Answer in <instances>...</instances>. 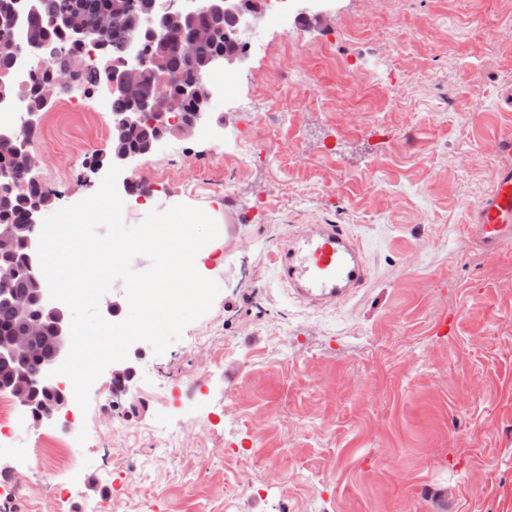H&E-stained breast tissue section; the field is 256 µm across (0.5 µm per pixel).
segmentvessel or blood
Segmentation results:
<instances>
[{"label": "vessel or blood", "instance_id": "obj_1", "mask_svg": "<svg viewBox=\"0 0 512 512\" xmlns=\"http://www.w3.org/2000/svg\"><path fill=\"white\" fill-rule=\"evenodd\" d=\"M493 152V186L475 208L471 226L490 256L512 248V134L497 138ZM277 265L290 293L311 305L347 300L368 279L361 246L333 224L316 225L301 244L281 249Z\"/></svg>", "mask_w": 512, "mask_h": 512}]
</instances>
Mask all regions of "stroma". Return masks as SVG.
Segmentation results:
<instances>
[{
	"mask_svg": "<svg viewBox=\"0 0 512 512\" xmlns=\"http://www.w3.org/2000/svg\"><path fill=\"white\" fill-rule=\"evenodd\" d=\"M327 11L256 22L245 64L208 75L223 137L175 133L138 161L170 173L156 210L222 199L220 292L163 354L139 341L105 368L80 434L28 418L0 442V470L45 434L69 448L44 464L59 512H512V249L485 255L466 230L512 133V0ZM74 94L33 147L56 209L97 191L110 150L111 113ZM311 224L362 246L353 298L315 308L276 279Z\"/></svg>",
	"mask_w": 512,
	"mask_h": 512,
	"instance_id": "obj_1",
	"label": "stroma"
}]
</instances>
